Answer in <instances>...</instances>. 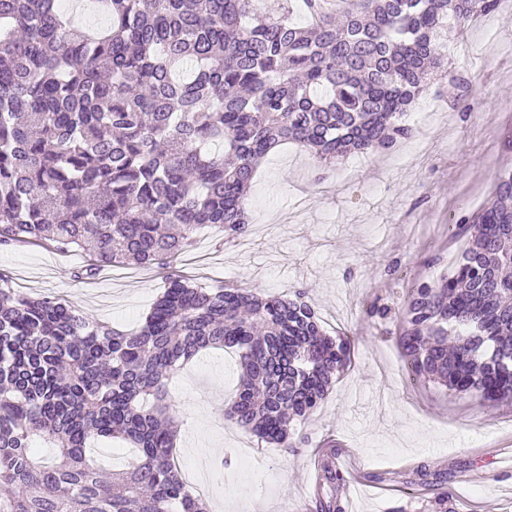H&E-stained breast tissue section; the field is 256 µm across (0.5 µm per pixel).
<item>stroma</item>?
Returning <instances> with one entry per match:
<instances>
[{"label":"stroma","instance_id":"35a3bbf8","mask_svg":"<svg viewBox=\"0 0 512 512\" xmlns=\"http://www.w3.org/2000/svg\"><path fill=\"white\" fill-rule=\"evenodd\" d=\"M448 42L466 45L448 63L475 91L470 110L453 107L449 84L429 81L405 117L410 138L348 155L327 176L310 151L279 145L247 197L250 235L198 236L193 251L209 260L187 269L193 285L304 291L326 333H346L355 347L352 366L314 415L293 423L295 448L266 447L225 417L235 354L213 350L174 374L178 462L185 474L207 467L211 512H316L327 462L345 477L336 489L345 512H431L432 498L418 486L423 467L444 475L455 512H505L512 499V403L412 383L394 320L365 313L375 300L400 310L411 281L452 272L465 242L450 224L480 211L498 174L512 169V8L449 27ZM84 260L78 251L0 247V271L30 294L59 295L98 320L137 328L163 275L108 267L79 282L71 273Z\"/></svg>","mask_w":512,"mask_h":512}]
</instances>
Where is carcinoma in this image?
<instances>
[{
    "mask_svg": "<svg viewBox=\"0 0 512 512\" xmlns=\"http://www.w3.org/2000/svg\"><path fill=\"white\" fill-rule=\"evenodd\" d=\"M100 32L62 0H0V245L81 250L105 265L167 267L205 226L251 232L261 160L292 142L327 167L412 134L428 72L448 73V19L498 0H101ZM453 272L405 289L397 345L408 376L458 397L512 402V170L459 218ZM240 363L229 420L276 448L351 364L303 293L198 288L170 274L135 332L32 296L0 274V512H207L173 460L169 377L199 352ZM58 449L32 453L35 440ZM119 440L135 460L90 456ZM117 441L95 443L92 445L93 455L101 465L114 469H121L128 464L135 455V450L122 448Z\"/></svg>",
    "mask_w": 512,
    "mask_h": 512,
    "instance_id": "cac0c4a2",
    "label": "carcinoma"
}]
</instances>
